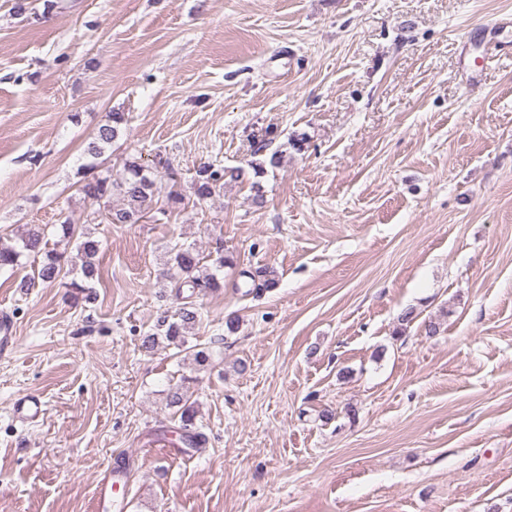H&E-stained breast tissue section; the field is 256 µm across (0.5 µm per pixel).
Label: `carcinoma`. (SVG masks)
<instances>
[{
    "instance_id": "carcinoma-1",
    "label": "carcinoma",
    "mask_w": 512,
    "mask_h": 512,
    "mask_svg": "<svg viewBox=\"0 0 512 512\" xmlns=\"http://www.w3.org/2000/svg\"><path fill=\"white\" fill-rule=\"evenodd\" d=\"M124 114L113 112L107 124L100 127L96 135V141L89 147V151L98 155L103 152L105 146L119 136L121 125L124 124ZM225 171L216 169L211 165H204L198 170L197 195L201 199L210 197L220 183L224 181ZM85 198L104 206L105 213L102 217L109 224H135L141 217L145 206L152 201L158 192L156 179L145 173L144 167L136 161L126 163L125 174L118 178L112 175H91L86 177L81 188ZM117 197L121 204L112 206V197ZM61 237L64 240L73 238L78 240L77 258L81 261L80 272L87 284L80 285L73 281L69 287L76 288L85 293V300L92 299L88 282L94 280L99 274L100 242L77 224L65 220L60 224ZM44 228L33 224L26 234L20 239V246L3 245L0 247V269L14 266L24 252L42 251L44 245ZM229 259L224 257L220 250L216 251L213 259L215 272L198 273L199 258L195 250L190 247L180 246L173 248L170 256V264L175 269L173 283L176 292H181L187 287L193 292L205 293L219 287L217 272L224 269ZM65 277L64 266L61 265V255L50 250L45 252L41 264L33 275L21 282L22 288H33L37 284L51 285ZM199 323L198 309L192 305H183L174 314L162 311L156 320L155 332L143 339V346L152 349L158 339L163 338L176 348L187 345V336L193 333ZM168 405L177 407L180 411V425L178 427L177 443L185 448H197L204 441L203 434L194 429L195 409L190 403V395L183 389L176 387L168 394Z\"/></svg>"
}]
</instances>
